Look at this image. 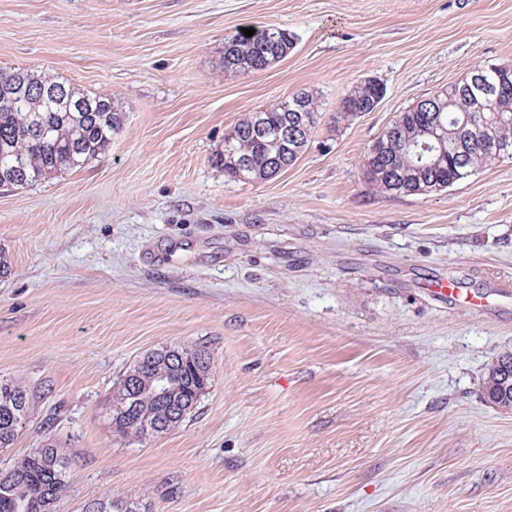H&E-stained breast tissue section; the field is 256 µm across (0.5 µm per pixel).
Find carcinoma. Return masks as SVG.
<instances>
[{
	"label": "carcinoma",
	"instance_id": "cac0c4a2",
	"mask_svg": "<svg viewBox=\"0 0 512 512\" xmlns=\"http://www.w3.org/2000/svg\"><path fill=\"white\" fill-rule=\"evenodd\" d=\"M295 36L285 29L265 28L247 37L224 39V69L263 70L280 61L293 48ZM485 79L494 85L495 96L484 101L472 86L471 76L437 89L441 108L424 102L396 115L379 137L374 153L366 154L364 175L378 192L393 196L422 195L442 191L479 169L504 159H512V65L482 66ZM384 88L374 84L365 98L343 100L344 110H374ZM310 111L303 114L301 146L280 141L277 131L291 124L294 96L289 95L265 109L251 112L224 135V172L237 180H264L272 177L273 164L287 162L307 145L317 121L318 106L306 95ZM484 104L498 142L508 153L494 154L483 146L484 131L465 122V116ZM268 130L265 137L253 134L258 123ZM124 124V112L110 97L90 96L77 91L65 80L47 78L28 70L0 71V185L26 187L46 175L79 169L112 144V136ZM455 136L465 151L450 153L432 167L422 166L417 152L434 148L439 132ZM245 158L250 167L239 171ZM182 357L167 358L151 352L135 364L139 377L136 395L117 384L110 398L109 419L123 437L146 438L158 435L183 422V415L196 408L204 383L211 381V365L195 360L198 348H178ZM512 372V352L489 363L482 378V394L502 410H512L510 387L493 385L497 368ZM167 374L169 391L153 390V379ZM31 407L30 392L19 382L0 381V449L13 446ZM69 461L51 444L25 456L6 472H0V512H55L56 503L67 490Z\"/></svg>",
	"mask_w": 512,
	"mask_h": 512
}]
</instances>
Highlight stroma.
<instances>
[{
  "instance_id": "stroma-1",
  "label": "stroma",
  "mask_w": 512,
  "mask_h": 512,
  "mask_svg": "<svg viewBox=\"0 0 512 512\" xmlns=\"http://www.w3.org/2000/svg\"><path fill=\"white\" fill-rule=\"evenodd\" d=\"M296 36L224 68L244 28ZM512 64V0H0V70L55 76L125 121L80 169L0 187V381L32 405L0 471L69 460L57 512H512V411L481 397L512 351V160L428 195L363 175L401 112L474 67ZM378 107L346 117L361 80ZM296 92L318 121L288 169L237 181L240 119ZM432 279L485 312L425 293ZM205 347L211 383L178 427L113 432L143 354ZM295 36L285 29L265 28L251 37L235 35L224 40V68L263 70L280 61L293 48Z\"/></svg>"
}]
</instances>
